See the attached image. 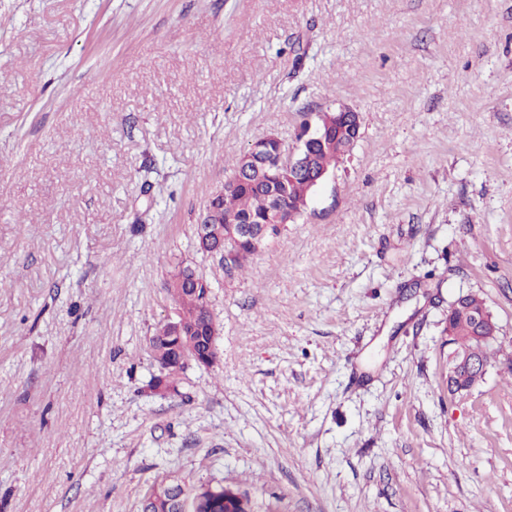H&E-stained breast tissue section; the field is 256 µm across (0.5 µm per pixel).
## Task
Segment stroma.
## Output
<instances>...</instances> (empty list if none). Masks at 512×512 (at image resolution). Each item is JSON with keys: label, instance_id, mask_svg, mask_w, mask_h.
Listing matches in <instances>:
<instances>
[{"label": "stroma", "instance_id": "stroma-1", "mask_svg": "<svg viewBox=\"0 0 512 512\" xmlns=\"http://www.w3.org/2000/svg\"><path fill=\"white\" fill-rule=\"evenodd\" d=\"M360 137L241 270L196 227L243 152ZM211 366L151 389L172 275ZM482 379L448 392V306ZM512 512V0H0V512ZM205 285L209 286L210 283L189 266L179 268L169 281L168 291L179 306L178 321L182 327V335L172 336V331L166 323L152 336L151 353L160 367L175 365L172 369L181 371L183 366L180 368L178 362L185 351H194L201 355L205 350L209 331L216 323L209 307L203 302ZM218 334V328L214 326L207 362H201L204 366L211 365L216 359L215 342ZM465 297V308L455 311L448 317V326L445 330H449L453 334V336H448V346H450L448 361L455 362L462 371H470L478 367L477 362L467 354L460 353L456 349L453 340L454 336L456 337L458 348L462 351H468L471 356L481 358L486 363L490 358L492 345L491 343H485L495 338L497 326L493 321L491 313L487 310L481 311L474 320L473 315L475 312L486 308L485 303L481 298L472 294H468ZM475 322L478 326V336H476ZM182 486L191 498L195 500V511L191 512H252L251 499L229 486H224V494L215 496L206 485L199 487L188 486L180 480ZM184 489L177 481L169 476L161 480L156 499L157 512H188V501Z\"/></svg>", "mask_w": 512, "mask_h": 512}]
</instances>
